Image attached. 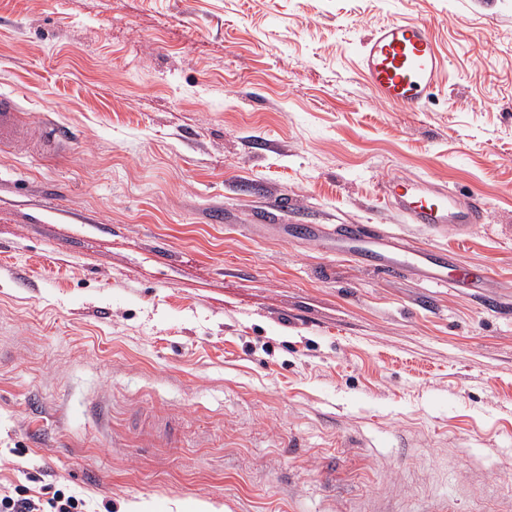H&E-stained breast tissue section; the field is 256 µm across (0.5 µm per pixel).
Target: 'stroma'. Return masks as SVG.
<instances>
[{"label":"stroma","mask_w":512,"mask_h":512,"mask_svg":"<svg viewBox=\"0 0 512 512\" xmlns=\"http://www.w3.org/2000/svg\"><path fill=\"white\" fill-rule=\"evenodd\" d=\"M398 18L446 63L417 112L354 66ZM2 92L71 139L0 147V484L89 512H512V0H0ZM402 176L483 222L404 223ZM290 224L448 247L497 306ZM147 418L175 442L144 448Z\"/></svg>","instance_id":"1"}]
</instances>
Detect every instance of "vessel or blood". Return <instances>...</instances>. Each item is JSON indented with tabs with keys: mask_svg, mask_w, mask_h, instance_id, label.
<instances>
[{
	"mask_svg": "<svg viewBox=\"0 0 512 512\" xmlns=\"http://www.w3.org/2000/svg\"><path fill=\"white\" fill-rule=\"evenodd\" d=\"M358 69L367 86L381 99L403 108H420L439 86L442 65L431 23L395 19L371 29L357 54ZM40 139L48 148L65 146L69 130L55 123L30 127L19 117V103L0 95V146ZM383 197L411 224H422L435 234L465 235L483 218V206L473 197L464 199L446 187L420 178H392ZM299 239L314 242L334 239L367 270L398 277L412 272L436 287L475 285V275L443 248L415 246L369 224H301Z\"/></svg>",
	"mask_w": 512,
	"mask_h": 512,
	"instance_id": "obj_1",
	"label": "vessel or blood"
}]
</instances>
